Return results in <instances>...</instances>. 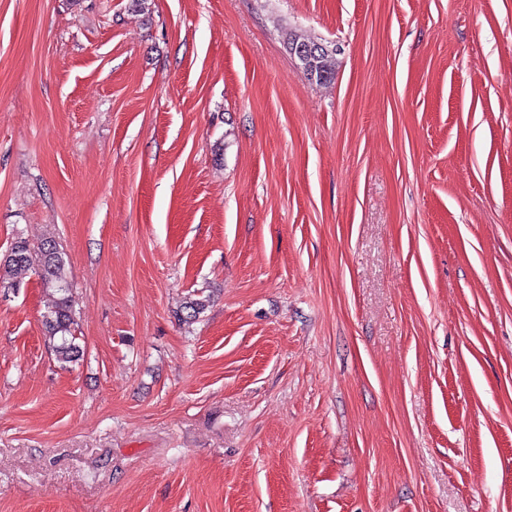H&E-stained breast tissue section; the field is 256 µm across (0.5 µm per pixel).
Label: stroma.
Here are the masks:
<instances>
[{
    "instance_id": "35a3bbf8",
    "label": "stroma",
    "mask_w": 512,
    "mask_h": 512,
    "mask_svg": "<svg viewBox=\"0 0 512 512\" xmlns=\"http://www.w3.org/2000/svg\"><path fill=\"white\" fill-rule=\"evenodd\" d=\"M19 233L0 512H512V0H0ZM336 53L325 52L322 50L321 53L314 58V61L310 65H306L298 60L302 68L310 76L311 80L319 82L320 84L330 82L335 74L336 66ZM8 250L10 252L6 254ZM66 265L65 253L53 237H46L34 245L17 235L5 254L0 256V288H21V276L34 271L43 288L50 292L42 322L55 358L62 364L75 363L83 355L75 329Z\"/></svg>"
}]
</instances>
